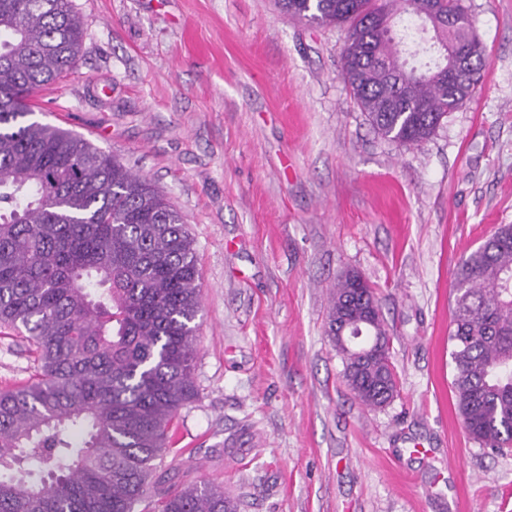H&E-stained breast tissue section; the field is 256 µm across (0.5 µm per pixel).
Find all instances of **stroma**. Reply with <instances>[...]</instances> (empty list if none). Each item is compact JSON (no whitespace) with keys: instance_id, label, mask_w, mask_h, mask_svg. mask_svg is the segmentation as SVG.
Wrapping results in <instances>:
<instances>
[{"instance_id":"stroma-1","label":"stroma","mask_w":512,"mask_h":512,"mask_svg":"<svg viewBox=\"0 0 512 512\" xmlns=\"http://www.w3.org/2000/svg\"><path fill=\"white\" fill-rule=\"evenodd\" d=\"M73 2L81 53L35 117L161 190L201 273L197 395L155 481L221 485L239 512H512V450L468 437L449 340L458 263L512 224V0H466L483 83L411 146L351 98L344 31L276 0ZM348 271L391 338L382 408L355 398L328 334ZM37 367L1 329L0 390Z\"/></svg>"}]
</instances>
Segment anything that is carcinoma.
Returning a JSON list of instances; mask_svg holds the SVG:
<instances>
[{
  "instance_id": "carcinoma-1",
  "label": "carcinoma",
  "mask_w": 512,
  "mask_h": 512,
  "mask_svg": "<svg viewBox=\"0 0 512 512\" xmlns=\"http://www.w3.org/2000/svg\"><path fill=\"white\" fill-rule=\"evenodd\" d=\"M278 0L293 18L347 31L342 76L382 137L415 145L483 81L485 53L448 90V52L471 40L465 0ZM426 20L439 61L408 64L396 17ZM85 22L73 0H0V328L37 355V381L0 391V512H237L211 483L153 481L179 410L196 393L201 311L194 239L146 178L82 136L33 119L28 97L76 65ZM336 280L329 326L362 319ZM449 340L463 425L512 448V224L456 269ZM367 407L397 392L390 351L335 340Z\"/></svg>"
}]
</instances>
